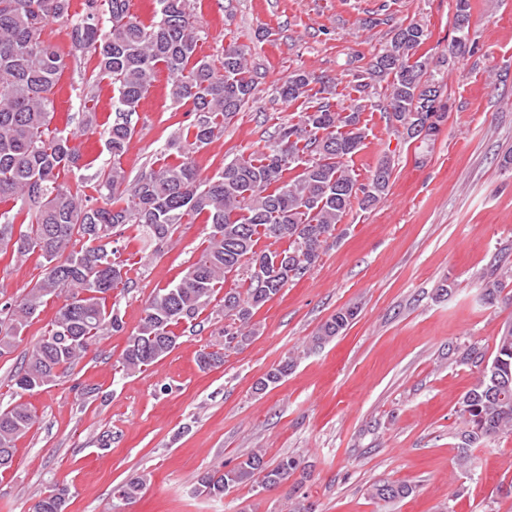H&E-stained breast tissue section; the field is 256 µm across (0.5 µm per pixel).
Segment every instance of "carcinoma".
I'll list each match as a JSON object with an SVG mask.
<instances>
[{
    "label": "carcinoma",
    "mask_w": 512,
    "mask_h": 512,
    "mask_svg": "<svg viewBox=\"0 0 512 512\" xmlns=\"http://www.w3.org/2000/svg\"><path fill=\"white\" fill-rule=\"evenodd\" d=\"M157 20L147 26L130 12V0H85L84 12L71 13V0H0V199L10 198L31 216L27 229L14 234L15 216L0 213V246L12 245L17 259L37 253L44 272L24 297L0 309V351L21 335L48 299L67 293L39 344L14 377L15 394L33 392L54 383L85 358L93 342L108 330L122 329L117 309L107 307L112 290L127 284V264L112 246L116 230L125 224L141 227L144 241L160 249L171 242L178 225L202 216L208 245L175 283L161 288L145 308L138 331L130 336L122 356L125 371H140L169 353L177 344L173 328L193 320L223 288L229 274L247 267L245 290L224 291V347H240L254 335L253 310L276 296L288 283L303 278L317 262L323 245L336 231L355 200L364 206L387 192L393 167L386 160L375 170L371 194L359 197L354 171L347 165L361 147L365 133L361 114L374 103L377 87L387 82L385 111L396 132L417 139L423 113L432 111L433 96L447 86L448 74L426 60L409 63L422 43L418 23L398 26L390 41L373 58L356 91L349 112L334 109L327 94L330 80L305 72L288 77L281 97L292 101L313 83V110L297 124L283 127L271 153L256 160L236 158L211 178H201L196 151L222 132L253 96L255 79L245 49L224 47L223 72L196 56L201 30L188 0H156ZM69 28L73 50L92 52L97 75L112 80L118 92L115 118L108 130L112 156L123 154L133 135L131 115L156 71H168V98L193 104V141L183 147L177 165L142 173L130 181L114 167L94 174L102 204L94 206L79 189L61 180L82 169L70 146L75 132L49 131L54 95L68 67L64 56L44 38L48 20ZM296 170L286 180L283 173ZM126 205H114L115 197ZM269 247L258 251L260 239ZM288 243L285 249L275 245ZM357 310H338L318 329L317 345L339 335ZM461 360L479 368L480 377L460 402L463 428L457 464L468 470L474 451L505 434H512V325L504 326L492 352L474 344ZM293 361L270 370L255 386L262 391L288 374ZM34 423L26 403L0 410V470L12 467L16 441ZM301 461L281 459L271 466L259 451L245 455L234 467L217 461L201 477L204 492L222 497L242 484L270 491L295 474ZM146 484L136 476L116 487L112 509L135 500ZM407 484L378 482L371 496L387 504L406 497ZM69 490L52 486L31 506V512H65Z\"/></svg>",
    "instance_id": "carcinoma-1"
}]
</instances>
